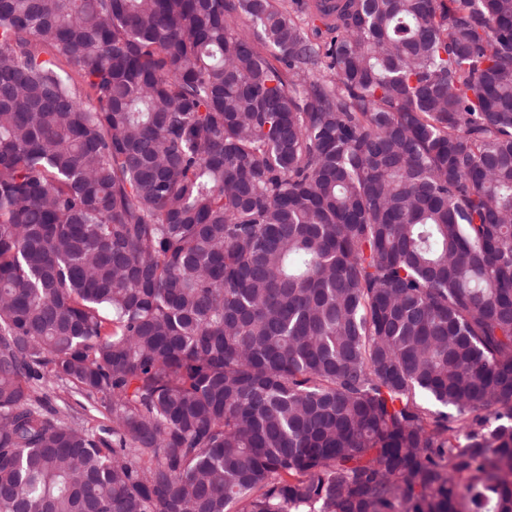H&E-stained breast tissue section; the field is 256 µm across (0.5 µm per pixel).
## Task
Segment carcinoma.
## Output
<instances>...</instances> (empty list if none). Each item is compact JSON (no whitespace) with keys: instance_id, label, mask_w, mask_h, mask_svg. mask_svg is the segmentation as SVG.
Returning a JSON list of instances; mask_svg holds the SVG:
<instances>
[{"instance_id":"carcinoma-1","label":"carcinoma","mask_w":512,"mask_h":512,"mask_svg":"<svg viewBox=\"0 0 512 512\" xmlns=\"http://www.w3.org/2000/svg\"><path fill=\"white\" fill-rule=\"evenodd\" d=\"M0 512H512V0H0Z\"/></svg>"}]
</instances>
